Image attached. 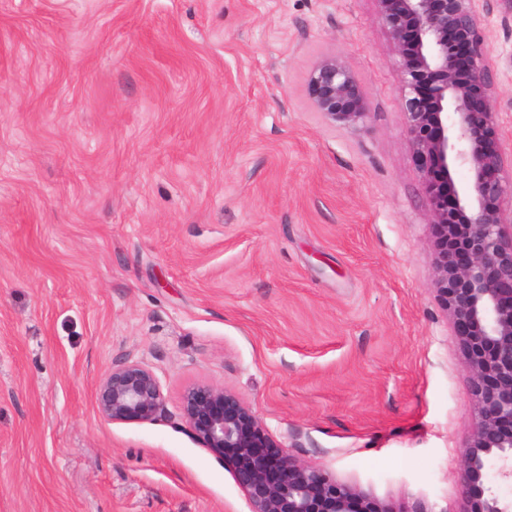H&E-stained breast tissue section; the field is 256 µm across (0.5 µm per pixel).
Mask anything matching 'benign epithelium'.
<instances>
[{
    "label": "benign epithelium",
    "mask_w": 512,
    "mask_h": 512,
    "mask_svg": "<svg viewBox=\"0 0 512 512\" xmlns=\"http://www.w3.org/2000/svg\"><path fill=\"white\" fill-rule=\"evenodd\" d=\"M480 2L376 0L427 193L431 284L464 357L473 429L459 460L460 512H512V499L491 485L494 474L512 483V160L495 137L499 101ZM307 92L331 126L354 127L368 117L364 89L341 54L315 63ZM436 171L451 194L432 180ZM97 407L112 422L166 416L156 375L127 359L112 363ZM182 411L193 435L232 469L249 512H389L358 484L282 449L226 387L188 388Z\"/></svg>",
    "instance_id": "1"
}]
</instances>
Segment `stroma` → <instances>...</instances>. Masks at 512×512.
I'll return each mask as SVG.
<instances>
[{"instance_id":"35a3bbf8","label":"stroma","mask_w":512,"mask_h":512,"mask_svg":"<svg viewBox=\"0 0 512 512\" xmlns=\"http://www.w3.org/2000/svg\"><path fill=\"white\" fill-rule=\"evenodd\" d=\"M332 52L364 124L310 103ZM399 98L374 0H0V512H249L195 384L392 512H457L472 416ZM119 358L166 418L100 415Z\"/></svg>"}]
</instances>
